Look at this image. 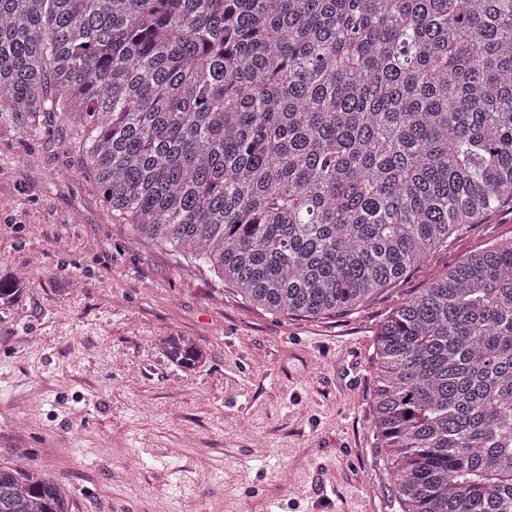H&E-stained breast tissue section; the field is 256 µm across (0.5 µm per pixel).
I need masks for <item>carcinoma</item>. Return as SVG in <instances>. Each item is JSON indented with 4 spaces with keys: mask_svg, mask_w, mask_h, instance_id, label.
<instances>
[{
    "mask_svg": "<svg viewBox=\"0 0 512 512\" xmlns=\"http://www.w3.org/2000/svg\"><path fill=\"white\" fill-rule=\"evenodd\" d=\"M22 113L75 128L134 238L273 313H346L512 205V0H0ZM31 286L0 278V313ZM375 356L397 512H512V240L400 302ZM69 504L0 459V512Z\"/></svg>",
    "mask_w": 512,
    "mask_h": 512,
    "instance_id": "obj_1",
    "label": "carcinoma"
}]
</instances>
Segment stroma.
Returning <instances> with one entry per match:
<instances>
[{
    "mask_svg": "<svg viewBox=\"0 0 512 512\" xmlns=\"http://www.w3.org/2000/svg\"><path fill=\"white\" fill-rule=\"evenodd\" d=\"M39 123L37 137L28 118L0 123V276L33 282L0 319V455L28 454L72 512H396L371 427L378 327L511 239L512 209L349 313L279 316L133 239L79 174L74 129ZM176 333L204 364L166 361L158 342Z\"/></svg>",
    "mask_w": 512,
    "mask_h": 512,
    "instance_id": "35a3bbf8",
    "label": "stroma"
}]
</instances>
